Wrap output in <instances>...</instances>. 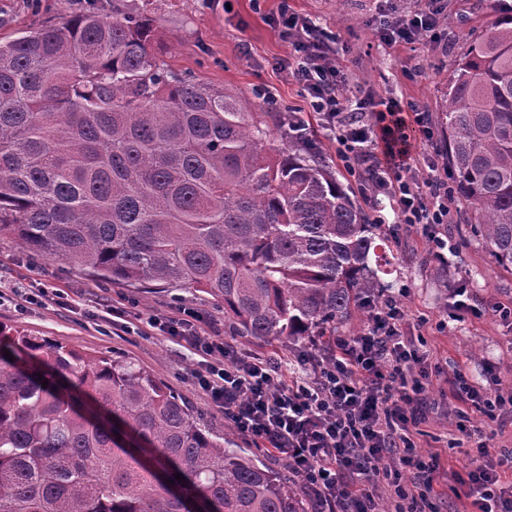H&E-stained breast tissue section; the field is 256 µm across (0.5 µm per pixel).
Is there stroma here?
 <instances>
[{
    "label": "stroma",
    "mask_w": 512,
    "mask_h": 512,
    "mask_svg": "<svg viewBox=\"0 0 512 512\" xmlns=\"http://www.w3.org/2000/svg\"><path fill=\"white\" fill-rule=\"evenodd\" d=\"M449 7L447 31L438 41L388 43L378 24L379 0H289L299 14L311 17L336 41L347 68L349 89L372 96L376 111L390 102L412 103L434 122L432 145L443 149L440 123L444 94L456 61L472 43L488 36L499 13L490 0H444ZM104 8L156 20L161 57L175 71L217 89L246 97L269 96L278 118L300 111L317 149L327 156L368 217L383 213L387 251L396 258L384 282L404 312L403 330L420 340L434 370L428 389L431 406L418 426L421 454L436 453L444 469L462 471L467 463L458 442L457 401L451 394L456 372H463L492 393H512V321L497 311L512 308V267L500 266L474 237L470 213L459 197L448 203V221L433 232L397 223L389 201L374 202L359 175L336 153V142L307 109L299 87L280 64L292 48L276 22L280 0H99ZM88 0H0V41L61 21L84 11ZM453 241L456 256L440 264L432 254L431 235ZM466 285L478 314L447 320L454 288ZM58 289L70 304L47 302L16 309L18 288ZM185 305L199 309L216 327L224 325V308L212 296L188 288H132L90 276L77 264L26 251L14 238L0 236V324L33 336H47L81 351L105 354L135 364L173 387L217 429L228 426L222 411L192 383L191 366L164 336H140L113 321L116 307L129 317L168 315Z\"/></svg>",
    "instance_id": "obj_1"
}]
</instances>
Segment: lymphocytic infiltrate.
<instances>
[{"label":"lymphocytic infiltrate","instance_id":"lymphocytic-infiltrate-1","mask_svg":"<svg viewBox=\"0 0 512 512\" xmlns=\"http://www.w3.org/2000/svg\"><path fill=\"white\" fill-rule=\"evenodd\" d=\"M399 0H385L379 24L388 41L411 44L442 30L447 15L438 0H422L404 11ZM282 34L293 47L283 68L300 88L312 111L345 160L364 165L372 196L392 201L401 223L431 228L448 221V170L438 153L415 159L400 105L376 114L372 97L350 94L336 49L318 24L281 5ZM373 112V111H372ZM430 171L420 182L418 163ZM404 315L394 297L369 310L368 325L357 336H338L324 346L283 361L257 355L207 333L200 314L179 309L147 325L168 335L194 367L191 377L203 395L243 436L285 461L300 476L317 512H433L430 493L441 473L436 456L418 454L411 439L428 406L426 352L404 336ZM465 404L459 431L475 440L464 472L455 484L468 488L475 512H512V496L502 484L512 471V448H493L483 428L472 425L470 410L486 414L512 411V395L486 394L464 373L452 388ZM410 485L401 482L402 472Z\"/></svg>","mask_w":512,"mask_h":512}]
</instances>
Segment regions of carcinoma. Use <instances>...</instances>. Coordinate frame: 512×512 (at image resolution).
Returning <instances> with one entry per match:
<instances>
[{"instance_id": "cac0c4a2", "label": "carcinoma", "mask_w": 512, "mask_h": 512, "mask_svg": "<svg viewBox=\"0 0 512 512\" xmlns=\"http://www.w3.org/2000/svg\"><path fill=\"white\" fill-rule=\"evenodd\" d=\"M159 45L154 19L97 0L0 43V235L103 281L203 291L236 336L336 335L393 271L381 225L305 133L274 136L269 101L176 73ZM442 124L473 231L512 266V16L456 65ZM0 512L308 505L147 371L0 328Z\"/></svg>"}]
</instances>
